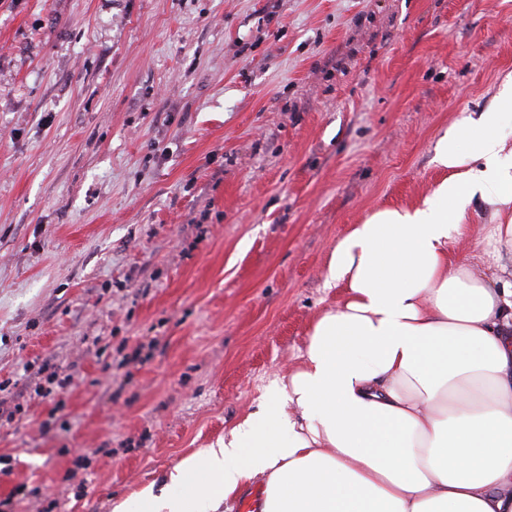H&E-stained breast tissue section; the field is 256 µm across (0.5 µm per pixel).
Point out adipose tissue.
<instances>
[{
  "label": "adipose tissue",
  "mask_w": 512,
  "mask_h": 512,
  "mask_svg": "<svg viewBox=\"0 0 512 512\" xmlns=\"http://www.w3.org/2000/svg\"><path fill=\"white\" fill-rule=\"evenodd\" d=\"M510 118L511 73L439 135L432 190L337 240L298 366L113 512H223L258 478L263 512H512Z\"/></svg>",
  "instance_id": "obj_1"
}]
</instances>
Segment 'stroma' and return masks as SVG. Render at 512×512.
Listing matches in <instances>:
<instances>
[{
    "instance_id": "stroma-1",
    "label": "stroma",
    "mask_w": 512,
    "mask_h": 512,
    "mask_svg": "<svg viewBox=\"0 0 512 512\" xmlns=\"http://www.w3.org/2000/svg\"><path fill=\"white\" fill-rule=\"evenodd\" d=\"M510 73L512 0H0V512H112L254 411Z\"/></svg>"
}]
</instances>
